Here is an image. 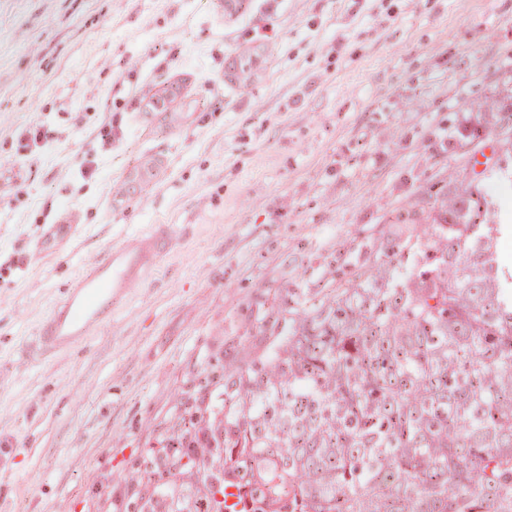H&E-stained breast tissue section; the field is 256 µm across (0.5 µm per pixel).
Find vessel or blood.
I'll list each match as a JSON object with an SVG mask.
<instances>
[{"label": "vessel or blood", "mask_w": 512, "mask_h": 512, "mask_svg": "<svg viewBox=\"0 0 512 512\" xmlns=\"http://www.w3.org/2000/svg\"><path fill=\"white\" fill-rule=\"evenodd\" d=\"M170 240L166 225L154 232L112 246L58 304L40 332V345L62 350L84 341L98 330L112 308L138 286Z\"/></svg>", "instance_id": "b4317fda"}]
</instances>
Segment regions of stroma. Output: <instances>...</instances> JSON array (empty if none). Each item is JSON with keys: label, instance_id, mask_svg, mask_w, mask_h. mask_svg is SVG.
Here are the masks:
<instances>
[{"label": "stroma", "instance_id": "35a3bbf8", "mask_svg": "<svg viewBox=\"0 0 512 512\" xmlns=\"http://www.w3.org/2000/svg\"><path fill=\"white\" fill-rule=\"evenodd\" d=\"M486 151L512 164V0H0V512H137L225 378L409 265ZM487 191L512 274V186ZM154 224L128 302L36 351ZM154 232L112 246L58 304L40 332V345L62 350L84 341L104 323L112 307L122 303L154 266L169 243L166 224Z\"/></svg>", "mask_w": 512, "mask_h": 512}]
</instances>
